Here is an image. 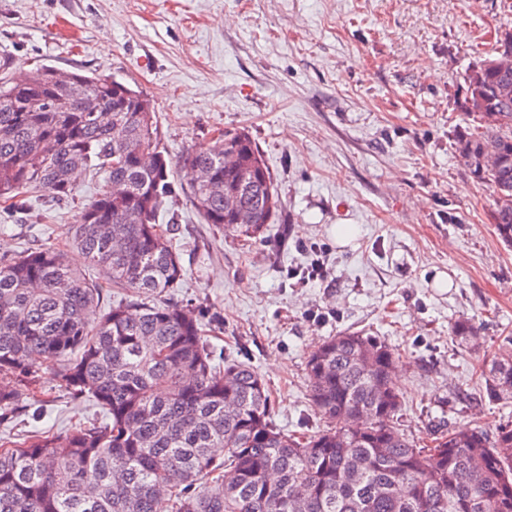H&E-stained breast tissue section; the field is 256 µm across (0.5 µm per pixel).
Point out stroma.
I'll list each match as a JSON object with an SVG mask.
<instances>
[{"mask_svg":"<svg viewBox=\"0 0 512 512\" xmlns=\"http://www.w3.org/2000/svg\"><path fill=\"white\" fill-rule=\"evenodd\" d=\"M512 29V0H0V61L19 79L43 65L115 78L149 99L159 146L178 157L217 130H247L282 203L260 239L203 223L186 196L161 217L187 270L168 302L199 309L215 355L248 363L266 384L273 421L310 434L325 421L309 400L306 361L328 337L362 332L396 352L401 429L512 424L483 373L512 349V245L498 235L487 186L463 166L457 107L466 69ZM33 202L0 217V256L71 246L82 203ZM358 228L354 247L336 227ZM324 245V280L292 285L288 269ZM465 321L478 339L453 335ZM0 438L100 419L92 402L36 375Z\"/></svg>","mask_w":512,"mask_h":512,"instance_id":"obj_1","label":"stroma"}]
</instances>
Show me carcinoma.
<instances>
[{
	"mask_svg": "<svg viewBox=\"0 0 512 512\" xmlns=\"http://www.w3.org/2000/svg\"><path fill=\"white\" fill-rule=\"evenodd\" d=\"M499 48L464 76L459 108L477 126L460 162L493 190V220L512 244V67ZM35 69L0 84V209L30 211L37 193L60 203L77 179L124 185L84 204L73 245L92 279L44 245L0 257V411L43 367L88 397L105 420L0 442V512H512V426L439 428L422 443L398 424L395 353L378 336L344 334L309 355L313 410L326 425L287 434L250 365L215 363L200 314L159 300L185 278L172 228L159 215L176 196L231 236L257 238L281 201L245 129L219 131L184 151L186 180L158 147L153 108L110 77ZM109 108L97 111V103ZM154 154L138 167L133 151ZM495 160L483 169L480 154ZM231 195L255 223H234ZM134 297L98 318L104 287ZM489 395L512 402V356L492 362Z\"/></svg>",
	"mask_w": 512,
	"mask_h": 512,
	"instance_id": "cac0c4a2",
	"label": "carcinoma"
}]
</instances>
